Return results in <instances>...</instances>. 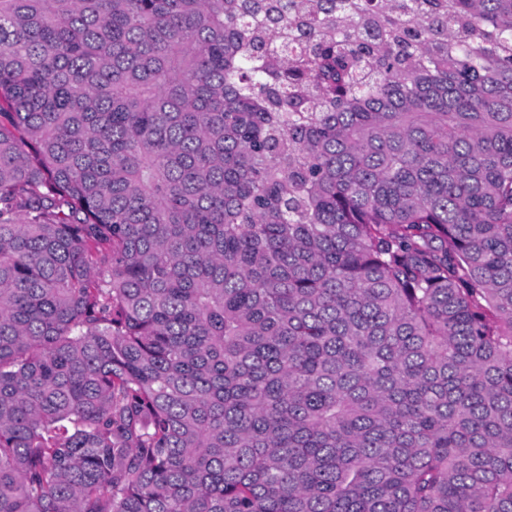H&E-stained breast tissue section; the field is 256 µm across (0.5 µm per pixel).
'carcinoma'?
Listing matches in <instances>:
<instances>
[{"mask_svg":"<svg viewBox=\"0 0 512 512\" xmlns=\"http://www.w3.org/2000/svg\"><path fill=\"white\" fill-rule=\"evenodd\" d=\"M0 512H512V0H0Z\"/></svg>","mask_w":512,"mask_h":512,"instance_id":"carcinoma-1","label":"carcinoma"}]
</instances>
